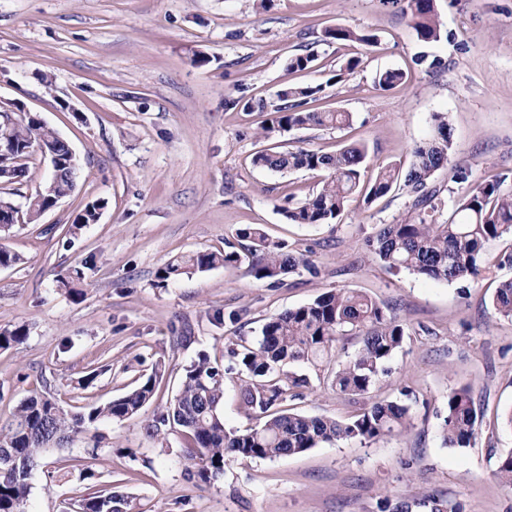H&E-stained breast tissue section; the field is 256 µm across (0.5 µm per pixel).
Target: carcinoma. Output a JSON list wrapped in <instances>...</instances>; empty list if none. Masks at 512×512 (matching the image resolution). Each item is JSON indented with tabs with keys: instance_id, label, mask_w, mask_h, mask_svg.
Wrapping results in <instances>:
<instances>
[{
	"instance_id": "obj_1",
	"label": "carcinoma",
	"mask_w": 512,
	"mask_h": 512,
	"mask_svg": "<svg viewBox=\"0 0 512 512\" xmlns=\"http://www.w3.org/2000/svg\"><path fill=\"white\" fill-rule=\"evenodd\" d=\"M405 14L417 37L424 43L440 41L441 27L433 0H405ZM331 41L353 42L364 48L376 44L369 30L358 31L338 25L325 32ZM311 53L288 58L286 70L306 71L314 66ZM400 69L387 70L377 77V84L389 90L403 82ZM325 91L323 84H288L277 94V103L264 100L246 101L244 107L275 114L271 125L261 127L260 136L270 138L275 132L294 128H338L350 125L351 114L340 111H315L309 104ZM7 142L14 164L16 181L27 175L25 160L36 147L53 151L62 159L69 155L68 145L54 129L35 115L16 116L9 127L0 128V143ZM453 149L448 117L435 115L432 138L412 152L405 175L387 164L378 167L374 179L364 180L369 167L364 145L350 144L332 153L320 149L298 147L280 151L272 148L256 153L252 164L276 172L317 171L323 173L321 186L296 199L293 192L280 206L293 224H324L337 218L355 196L363 197L366 206L403 187L411 197L408 217L396 224H384L365 240L370 256L389 270H408L449 284L467 281L477 287L483 276L491 272L485 264L489 242L505 235L512 236V186L505 178L472 177L464 168L455 170L456 183H469L468 190L457 200V221H439L445 202L440 190L430 181L448 163ZM75 184L64 175L45 183L43 189L29 198L23 210L24 222H36L55 202L70 195ZM108 201L97 198L87 202L76 215L69 233L100 218ZM238 236L248 242L242 251H193L170 259L157 274V285L191 270H206L248 261L255 279L274 286L283 277L305 269L315 272L310 260L295 254L280 242H271L264 232L250 225ZM96 268V257L82 259L74 267L70 280L62 282L72 297L82 292L75 284L88 278ZM495 313L512 318V279L499 282L491 299ZM348 334L362 337L361 347L333 372L332 390L352 397L365 396L388 374L387 363L402 350L405 330L391 311L373 299L346 288H337L317 296L312 302L288 309L270 317L261 328L256 343L232 350L240 370L239 401L243 412L259 420V424L243 431L228 430L221 412L224 403L225 371L204 356L184 371L177 394L158 411L147 431L154 436L178 431L184 439L183 453L197 470L190 476L211 482L224 474L230 458L277 459L304 452L323 442L359 439L373 441L412 427L410 407L399 399L373 401L348 420L340 421L309 416L284 407L289 399L302 396L312 387L307 374L292 371L295 366L316 368L332 354L339 338ZM25 326L0 331V348L8 349L24 342ZM161 371L144 378L125 395L98 406L68 410L53 396L31 395L22 400L12 420L0 426V512H25L30 493L32 467L37 459L52 448H65L79 434L97 437L103 421H122L148 406L155 395ZM442 444L450 448L472 445L478 433L480 416L463 386L448 391L439 411ZM497 477L512 488V451L502 456ZM128 497L113 487L106 493L96 491L77 500L75 512H128ZM459 512V506L430 498L403 501L395 505L384 501L380 512Z\"/></svg>"
}]
</instances>
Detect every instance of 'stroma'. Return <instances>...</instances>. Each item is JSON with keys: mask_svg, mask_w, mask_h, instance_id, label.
I'll return each mask as SVG.
<instances>
[{"mask_svg": "<svg viewBox=\"0 0 512 512\" xmlns=\"http://www.w3.org/2000/svg\"><path fill=\"white\" fill-rule=\"evenodd\" d=\"M435 6L448 36L426 44L392 0H269L263 10L254 0H0V100L40 115L81 160L73 193L37 222L15 225L7 240L24 262L0 268V330L22 325L28 338L0 349V423L24 397L47 392L67 408L98 405L132 390L156 362L166 366L151 405L100 426L107 443L81 435L38 461L27 512H61L63 500L112 484L130 512H379L382 500L425 496L461 512H512V489L495 476L512 451V319L491 308L512 268L476 288L387 271L367 257L364 242L376 225L406 218V191L369 207L354 199L326 224H291L280 199L305 196L318 174L251 163L271 145L333 152L360 142L371 165L405 168L443 113L454 148L433 183L445 215L467 189L452 181L453 167L512 184V0ZM340 24L379 39L350 74L340 67L355 44L325 37ZM308 52L317 57L311 71H286L288 56ZM424 53L439 58L440 69L416 65ZM198 55L207 64H195ZM389 69L406 77L384 91L376 78ZM288 83L326 84L317 108L350 113L351 127L293 129L267 141L257 132L268 113L226 105L240 97L275 101ZM97 198L108 202L98 222L66 238ZM249 225L308 252L314 272L272 287L241 263L156 287L167 260L238 245V230ZM90 255L97 268L81 297L71 298L59 282ZM336 288L367 294L403 322V348L370 398L407 389L412 428L275 460H231L209 483L190 478L179 435L161 442L147 431L184 368L201 354L230 366L228 348L253 344L269 317ZM212 309L238 319L214 326L206 317ZM92 371L93 384L77 388ZM464 385L480 429L471 447L446 448L439 409L449 389ZM367 400L318 385L290 406L345 420ZM74 457L94 479L71 468Z\"/></svg>", "mask_w": 512, "mask_h": 512, "instance_id": "35a3bbf8", "label": "stroma"}]
</instances>
